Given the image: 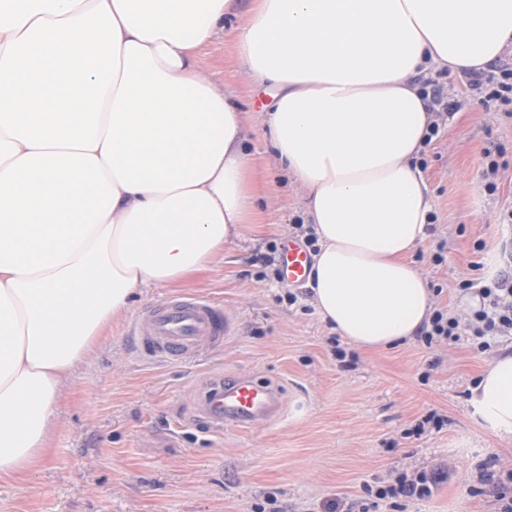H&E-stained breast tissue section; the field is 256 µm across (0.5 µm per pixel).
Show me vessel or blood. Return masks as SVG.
Wrapping results in <instances>:
<instances>
[{
  "mask_svg": "<svg viewBox=\"0 0 512 512\" xmlns=\"http://www.w3.org/2000/svg\"><path fill=\"white\" fill-rule=\"evenodd\" d=\"M280 265L288 283H304L309 275V254L298 242H286ZM133 327L145 354L176 360L220 345L232 331V323L220 307L185 295H172L146 308ZM282 406L277 384L239 375L214 382L204 392L199 411L216 427L253 429L273 420Z\"/></svg>",
  "mask_w": 512,
  "mask_h": 512,
  "instance_id": "obj_1",
  "label": "vessel or blood"
}]
</instances>
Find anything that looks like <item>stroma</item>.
Segmentation results:
<instances>
[{"mask_svg": "<svg viewBox=\"0 0 512 512\" xmlns=\"http://www.w3.org/2000/svg\"><path fill=\"white\" fill-rule=\"evenodd\" d=\"M197 63L246 114L261 205L209 270L143 289L105 328L64 386L46 457L24 478H0V512H330L333 503L359 500L362 483L442 461L447 481L405 512H498L480 489L512 470V437L487 428L468 404L493 350L417 337L390 351L349 345L338 359L336 334L310 305L308 288L288 285L267 261L301 212L300 190L265 146L259 114L269 97L242 71L232 30L202 48ZM504 110L466 101L424 153L437 220L414 261L438 291L435 307L455 313L473 263L493 273L512 244V224L498 220L512 200V119ZM489 154L503 180L493 196L484 190ZM173 293L224 309L233 330L221 347L186 362L139 351L135 317ZM238 374L276 381L283 416L220 432L200 418L211 382Z\"/></svg>", "mask_w": 512, "mask_h": 512, "instance_id": "35a3bbf8", "label": "stroma"}]
</instances>
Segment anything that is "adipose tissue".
<instances>
[{"instance_id":"obj_1","label":"adipose tissue","mask_w":512,"mask_h":512,"mask_svg":"<svg viewBox=\"0 0 512 512\" xmlns=\"http://www.w3.org/2000/svg\"><path fill=\"white\" fill-rule=\"evenodd\" d=\"M230 20L271 98L268 150L305 192L318 316L364 350L429 323L412 256L434 117L413 78L512 48V0H0V477L37 466L133 295L207 269L255 214L245 115L196 63ZM469 403L512 435V346Z\"/></svg>"}]
</instances>
